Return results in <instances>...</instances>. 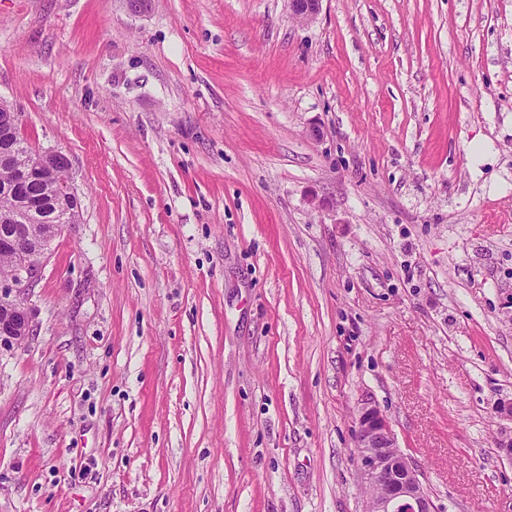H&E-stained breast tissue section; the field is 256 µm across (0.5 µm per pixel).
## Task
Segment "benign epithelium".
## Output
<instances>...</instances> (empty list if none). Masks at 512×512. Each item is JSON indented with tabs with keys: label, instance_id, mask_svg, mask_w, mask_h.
<instances>
[{
	"label": "benign epithelium",
	"instance_id": "1",
	"mask_svg": "<svg viewBox=\"0 0 512 512\" xmlns=\"http://www.w3.org/2000/svg\"><path fill=\"white\" fill-rule=\"evenodd\" d=\"M322 0H288L291 13L308 22L320 11ZM20 113L0 99V138L10 142L11 152L19 148ZM41 180L54 181L55 193L49 201L53 220L35 245L27 237L26 224L38 219V206L24 199L26 184L17 181L13 192L23 197V208L14 217L11 235L0 237V252L22 253L25 258L11 272L0 290V343H17L32 331V313L26 295L42 266L51 242L67 224V218L80 208L81 200L70 177L68 157L52 149L31 155L27 167ZM358 471L365 486H377L380 492L368 503L367 512H439L433 498L424 488L420 472L404 454L385 414L378 406L365 401L356 422Z\"/></svg>",
	"mask_w": 512,
	"mask_h": 512
}]
</instances>
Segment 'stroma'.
I'll list each match as a JSON object with an SVG mask.
<instances>
[{
    "label": "stroma",
    "instance_id": "35a3bbf8",
    "mask_svg": "<svg viewBox=\"0 0 512 512\" xmlns=\"http://www.w3.org/2000/svg\"><path fill=\"white\" fill-rule=\"evenodd\" d=\"M81 198L0 345V512H365L387 415L512 512V0H0Z\"/></svg>",
    "mask_w": 512,
    "mask_h": 512
}]
</instances>
